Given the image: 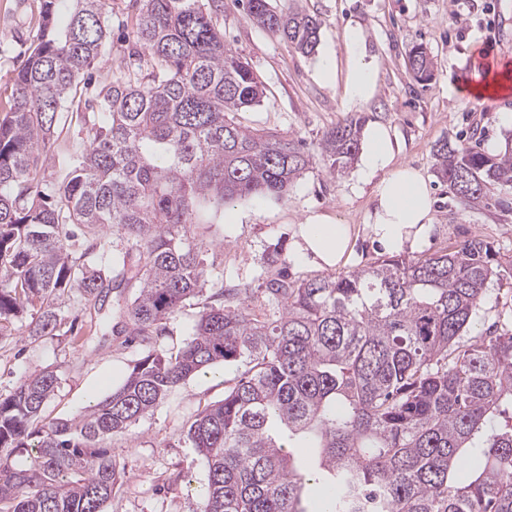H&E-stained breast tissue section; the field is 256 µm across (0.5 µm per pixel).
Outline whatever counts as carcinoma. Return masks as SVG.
Instances as JSON below:
<instances>
[{"mask_svg":"<svg viewBox=\"0 0 512 512\" xmlns=\"http://www.w3.org/2000/svg\"><path fill=\"white\" fill-rule=\"evenodd\" d=\"M134 48L85 110L97 114L81 152L59 155L54 133L77 81L107 47L104 0H42L34 47L12 76L0 118V333L27 307L30 335L61 320L72 289L84 306L138 289L112 311L117 333L143 342L203 293L208 270L191 241L203 207L280 195L313 165L299 138L250 129L234 114L264 86L224 43V0H131ZM247 16L304 55L320 21L269 0ZM417 80L432 76L412 49ZM363 118L348 116L320 143L329 171L350 166ZM437 177L464 203L512 183V134L496 154L433 147ZM64 172L48 186L50 164ZM128 249L114 253L104 230ZM90 241L72 253L68 241ZM512 263L474 236L417 258L383 256L365 268L295 280L280 270L200 312L177 351L150 349L112 392L72 418H48L57 387L34 371L0 399V512H105L123 467L107 445L154 412L187 378L217 366L244 370L224 399L199 411L187 438L204 458L202 512H512V324L472 332L490 285ZM307 449L298 461L295 449Z\"/></svg>","mask_w":512,"mask_h":512,"instance_id":"cac0c4a2","label":"carcinoma"}]
</instances>
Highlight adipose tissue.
Listing matches in <instances>:
<instances>
[{
	"instance_id": "adipose-tissue-1",
	"label": "adipose tissue",
	"mask_w": 512,
	"mask_h": 512,
	"mask_svg": "<svg viewBox=\"0 0 512 512\" xmlns=\"http://www.w3.org/2000/svg\"><path fill=\"white\" fill-rule=\"evenodd\" d=\"M343 42L349 52L346 73L338 74L335 64L324 57L315 74L325 85L343 79L347 97L361 105L375 91L378 66L362 52L364 37L359 27L347 28ZM363 139L365 149L357 179L374 185V208L367 232L388 253L418 247L433 219L432 200L423 175L407 166H393L394 146L384 125H369L363 131ZM351 234L350 225L335 223L322 215L308 217L299 227L296 257L322 267H335L349 248Z\"/></svg>"
}]
</instances>
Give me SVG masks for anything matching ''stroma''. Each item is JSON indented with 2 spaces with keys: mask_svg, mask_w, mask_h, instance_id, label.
<instances>
[{
  "mask_svg": "<svg viewBox=\"0 0 512 512\" xmlns=\"http://www.w3.org/2000/svg\"><path fill=\"white\" fill-rule=\"evenodd\" d=\"M129 0H110V38L104 57L81 77L77 94L92 98L127 55L128 35L135 23ZM274 7H299L320 18L317 52L303 56L285 40L254 25L240 0H224V40L247 59L265 87L258 106L237 113L243 126L293 134L309 151H317L323 135L347 114L390 128L397 143V163L418 169L434 199L433 224L406 256L458 246L478 235L501 256H512V186L489 185L479 206L462 204L433 173L432 150L438 140L495 152L511 129L501 119L512 113V95L461 105L458 95L475 75L486 72L488 60L512 70V0H272ZM40 0H0V117L11 106V77L27 58L37 33ZM361 27L366 58L379 66L376 90L364 105L353 104L343 87L321 85L314 77L320 55L330 54L345 65L342 35ZM423 45L435 67L430 82L418 83L410 67L413 46ZM371 185L358 182L354 172L330 174L323 161L298 179L282 196L244 198L232 203L239 221L193 228L202 247L211 283L228 288H252L253 303H262L257 286L269 268L270 251H278V269L293 279L312 278L324 269L295 257V230L313 214L358 227L373 210ZM209 296L186 302L166 324V333L150 345L125 336L102 335L80 314L79 291L59 299L62 317L74 321L73 336H34L30 314L12 321V331L0 335V398L8 397L33 371H54L58 384L45 414L70 418L93 397L116 386L146 347L177 350L194 332L199 312ZM237 365L219 366L207 376H193L177 385L166 402L128 431L113 435L108 446L124 467L106 512H200V489L208 472L186 430L204 406L222 400L224 383L237 377Z\"/></svg>",
  "mask_w": 512,
  "mask_h": 512,
  "instance_id": "stroma-1",
  "label": "stroma"
}]
</instances>
